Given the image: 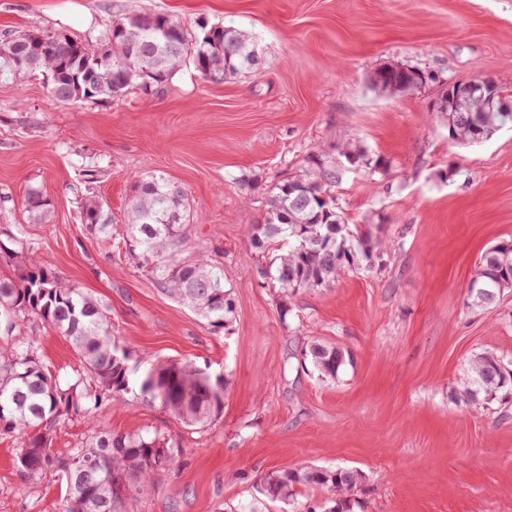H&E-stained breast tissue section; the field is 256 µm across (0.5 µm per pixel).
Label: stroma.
Masks as SVG:
<instances>
[{"mask_svg": "<svg viewBox=\"0 0 512 512\" xmlns=\"http://www.w3.org/2000/svg\"><path fill=\"white\" fill-rule=\"evenodd\" d=\"M157 11L193 35L246 31L257 65L213 83L188 61L149 94L94 102L57 100L39 75L0 79V243L102 300L136 375L188 361L224 380V409L206 426L132 393L100 409L112 432L161 429L180 448L134 512H322L318 486L293 485L284 502L262 493L270 474L321 467L361 473L353 512H512V399L464 392L475 356L512 363V288L492 308L467 295L481 253L512 239V124L459 144L438 110L448 83L477 77L512 102V0H0V41L59 31L93 46L113 19ZM386 64L429 79L376 90ZM347 147L386 170L349 164ZM313 154L341 171L336 203L380 257L285 297L260 278L269 259L248 230ZM153 173L187 195L186 255L205 250L221 269L234 302L223 332L117 251L132 186ZM32 188L52 203L47 222L27 211ZM91 204L111 212L113 237L87 235ZM21 332L52 375L75 378L64 337L35 318ZM313 341L352 364L322 376L300 354ZM17 453L0 438V512H58L64 483L27 478Z\"/></svg>", "mask_w": 512, "mask_h": 512, "instance_id": "obj_1", "label": "stroma"}]
</instances>
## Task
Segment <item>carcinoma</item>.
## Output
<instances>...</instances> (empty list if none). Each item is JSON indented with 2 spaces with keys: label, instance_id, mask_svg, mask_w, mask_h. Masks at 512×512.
<instances>
[{
  "label": "carcinoma",
  "instance_id": "1",
  "mask_svg": "<svg viewBox=\"0 0 512 512\" xmlns=\"http://www.w3.org/2000/svg\"><path fill=\"white\" fill-rule=\"evenodd\" d=\"M249 35L234 27L202 25L196 40L176 20L161 12L116 18L92 48L73 37L52 32L15 34L0 44V78L40 72L50 94L61 101L112 99L122 92L147 94L169 80L193 54L197 71L222 83L252 68L257 61ZM448 139L474 144L486 140L478 130L496 131L512 123V112H483L479 105L461 125L448 98ZM305 174L278 184L269 199L264 222L250 230V244L263 253L284 241L287 251L275 266L258 273L278 283L282 292L329 285L341 272L379 254L380 243L366 232L351 229L338 212L332 189L340 173L318 156L308 159ZM171 181L152 174L133 186L122 239L126 249L149 269L164 294L190 308L213 332L224 330L234 305L224 289L219 267L204 251L183 256L189 226L184 193H173ZM27 208L37 222L48 218L50 201L37 189L27 194ZM83 224L93 237L112 225L110 214L97 205L85 207ZM495 293L512 287V240L486 250L467 287L472 305L489 307L477 288ZM0 310L5 332L12 336L0 347V436L19 440L17 466L36 478L55 472L65 482L60 512H127V505L153 489L152 477L166 470L179 449L166 432L148 436L115 434L91 424V433L69 454L52 448L54 427L74 417L92 419L104 403L139 390L187 426L206 425L224 406V379H212L191 363L152 368L131 382L130 352L112 336L107 306L78 285L65 281L28 257L11 273L0 274ZM36 316L73 347L82 367L74 382L61 383L42 365L32 339L13 335L18 323ZM315 369L334 378L350 354L334 345L312 342L301 349ZM512 395V370L498 357L482 354L471 360L464 393ZM362 479L351 469L314 468L271 475L265 496L288 497L294 484L316 485L333 493L327 512H349L346 492Z\"/></svg>",
  "mask_w": 512,
  "mask_h": 512
}]
</instances>
